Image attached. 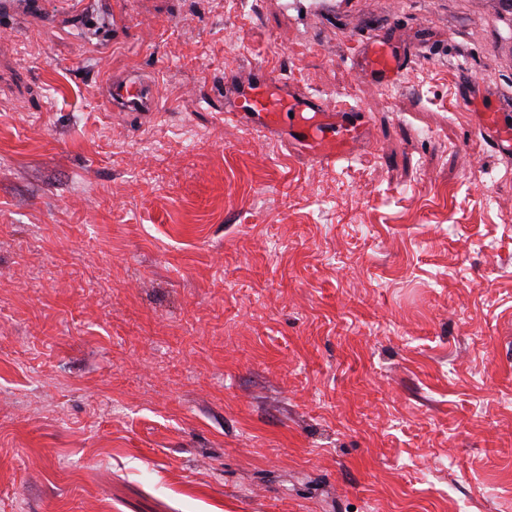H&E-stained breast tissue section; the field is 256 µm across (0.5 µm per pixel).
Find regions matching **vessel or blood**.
<instances>
[{
	"label": "vessel or blood",
	"instance_id": "obj_1",
	"mask_svg": "<svg viewBox=\"0 0 512 512\" xmlns=\"http://www.w3.org/2000/svg\"><path fill=\"white\" fill-rule=\"evenodd\" d=\"M412 61V55L398 44L391 32L358 38L353 62L377 88L395 85ZM462 108L474 110L477 127L500 156H512V124L505 114L512 103L503 101L498 111L477 110L479 93L469 78H462ZM113 103L126 112H146L154 98L137 77L113 84ZM224 116L258 133L278 132L289 143L311 156L318 164L332 165L349 156L364 136L367 121L362 112L345 105H327L321 97L279 81L262 67L251 68L245 76L224 78Z\"/></svg>",
	"mask_w": 512,
	"mask_h": 512
}]
</instances>
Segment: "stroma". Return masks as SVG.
<instances>
[{"label": "stroma", "mask_w": 512, "mask_h": 512, "mask_svg": "<svg viewBox=\"0 0 512 512\" xmlns=\"http://www.w3.org/2000/svg\"><path fill=\"white\" fill-rule=\"evenodd\" d=\"M397 19L380 90L355 38ZM260 65L362 111L321 166L225 120ZM129 68L157 114L113 111ZM507 0H70L0 17V512H512ZM499 110L507 112H472L477 127L491 148L500 156L510 159L512 156V125L505 116L512 110L511 102L499 101ZM507 113V114H505Z\"/></svg>", "instance_id": "stroma-1"}]
</instances>
